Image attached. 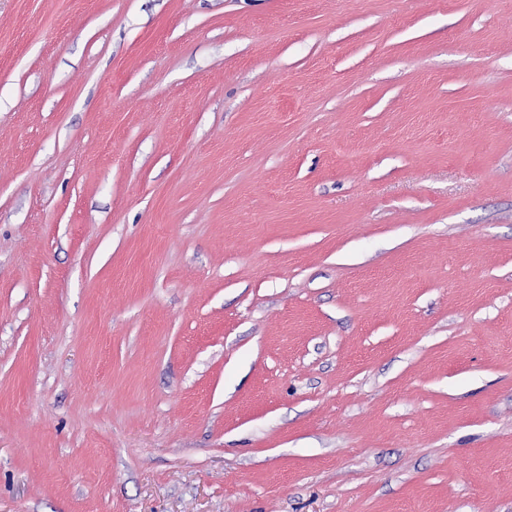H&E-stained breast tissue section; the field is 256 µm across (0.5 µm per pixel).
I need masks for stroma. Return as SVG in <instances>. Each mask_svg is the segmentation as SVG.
<instances>
[{
	"instance_id": "35a3bbf8",
	"label": "stroma",
	"mask_w": 512,
	"mask_h": 512,
	"mask_svg": "<svg viewBox=\"0 0 512 512\" xmlns=\"http://www.w3.org/2000/svg\"><path fill=\"white\" fill-rule=\"evenodd\" d=\"M0 512H512V0H0Z\"/></svg>"
}]
</instances>
